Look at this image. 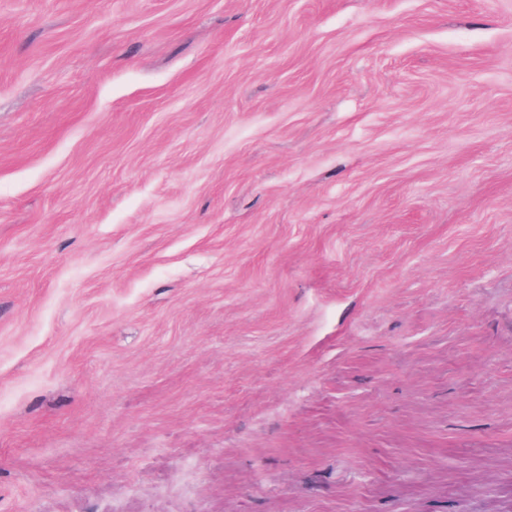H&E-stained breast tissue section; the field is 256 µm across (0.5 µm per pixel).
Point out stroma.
Returning <instances> with one entry per match:
<instances>
[{"instance_id":"35a3bbf8","label":"stroma","mask_w":512,"mask_h":512,"mask_svg":"<svg viewBox=\"0 0 512 512\" xmlns=\"http://www.w3.org/2000/svg\"><path fill=\"white\" fill-rule=\"evenodd\" d=\"M0 512H512V0H0Z\"/></svg>"}]
</instances>
